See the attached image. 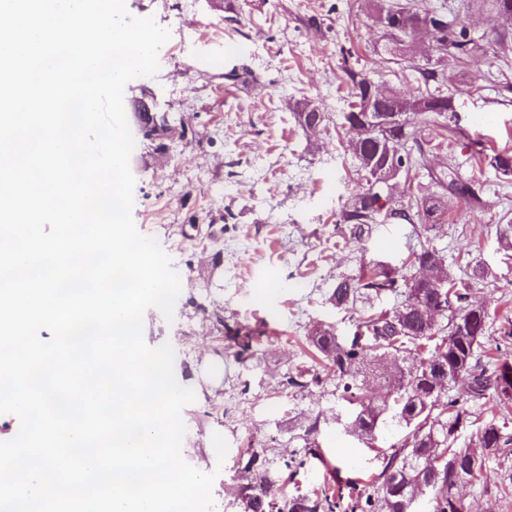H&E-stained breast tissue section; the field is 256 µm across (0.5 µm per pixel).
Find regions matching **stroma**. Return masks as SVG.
Here are the masks:
<instances>
[{
  "mask_svg": "<svg viewBox=\"0 0 512 512\" xmlns=\"http://www.w3.org/2000/svg\"><path fill=\"white\" fill-rule=\"evenodd\" d=\"M125 5L130 15L154 17L170 33L158 54L159 72L125 87L128 125L136 127L138 104L146 101L187 129L185 137L168 140L163 155L136 136L130 158L133 221L141 235L158 241L181 279L173 321L148 309L143 335L151 347H173L175 377L196 395L182 411V455L197 469L216 472L215 512H234L239 476L290 459L299 447L290 431L336 402L332 383L291 394L280 382L301 363L321 371L305 339L309 329L325 324L339 336L352 335V312L328 301L337 278L360 273L371 261L401 267L415 244L407 224H378L369 238L346 242L336 228L344 203L359 188L338 121L342 62L358 59L390 87L401 86L402 73L389 62L362 0ZM448 7L488 39L468 65L449 61L441 69L456 107L450 120L458 129L455 164L484 205L454 202L447 235L433 243L468 260L471 299L493 321L487 354L512 358V339L500 333L512 320V260L496 235L512 184L478 162L486 149L512 147V86L488 80L499 65L497 20L464 9L463 0H448ZM231 13L236 21H228ZM307 99L319 101L326 113L314 136L296 120ZM239 325L263 331L243 360L227 338ZM246 431L265 442L263 459L250 461L240 449ZM216 433L229 445L222 460L208 448ZM319 442L326 464L301 470L289 494L342 489L350 481L364 486L382 469L375 451L336 426L321 425ZM459 492L470 512H512V457L489 454L480 483Z\"/></svg>",
  "mask_w": 512,
  "mask_h": 512,
  "instance_id": "obj_1",
  "label": "stroma"
}]
</instances>
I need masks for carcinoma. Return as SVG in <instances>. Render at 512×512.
<instances>
[{"label": "carcinoma", "instance_id": "obj_1", "mask_svg": "<svg viewBox=\"0 0 512 512\" xmlns=\"http://www.w3.org/2000/svg\"><path fill=\"white\" fill-rule=\"evenodd\" d=\"M487 7L502 19L497 42L512 50V0H471ZM374 22L385 28L386 52L393 63L405 71L406 86L386 89L387 97L375 100L376 109L390 115L411 114L415 120L395 124L384 133L368 124L364 112L367 94L374 80L357 62L344 60L342 81L347 89L346 108L340 112L341 127L359 128L364 135L348 143L362 181L361 190L345 202L339 223L348 226L350 236L361 239L380 214L414 225L417 237L434 230V224H415L417 211H434L435 220L448 208V196L475 204L480 198L474 190L457 194L465 183L449 163L432 165V151L424 149L422 127L435 125L452 137L455 129L448 115L455 112L454 98L441 89L436 64L430 54L423 63L406 53L414 43L411 26L430 16L417 8L414 0H367ZM483 37L452 19L444 24L435 51L466 64L483 53ZM407 157L423 170L427 182L419 183L416 204L404 203V185L397 184L384 204L373 192L372 161L387 154ZM482 164L492 168L503 180H512V150L492 149L480 154ZM459 266L448 263L443 250L420 245L413 250L406 268L386 271L375 266L357 276H341L328 297L335 307L350 311L359 302H373L392 296L390 309L370 310L356 318L353 336L342 339L331 326L311 329L308 340L322 355L329 369L338 406L320 411L309 419L297 439L304 443V454L274 465L276 479L259 484L244 478L236 505L243 512H336L342 496L288 495L283 473L294 475L309 459L325 462L317 442L320 424L333 421L344 434L366 444L377 441L380 425L391 419L407 429L402 440L381 450L383 466L372 490L354 498L360 512H413L412 496L422 483L431 494L432 512H466L453 501L452 489L460 480L480 481L485 460L494 452L512 454V434L503 431L496 419L484 420L471 435L469 444L458 447L456 440L471 413L470 403L485 406L491 400H512V363L505 358L497 363L484 360L482 339L488 333L490 316L468 302L471 281L457 273ZM323 384L320 374L297 371L284 376L282 386L303 390Z\"/></svg>", "mask_w": 512, "mask_h": 512}]
</instances>
